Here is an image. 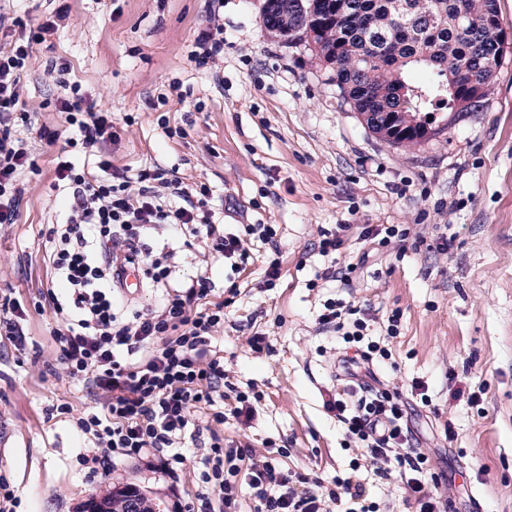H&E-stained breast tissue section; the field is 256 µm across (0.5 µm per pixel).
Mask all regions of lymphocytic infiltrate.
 Listing matches in <instances>:
<instances>
[{
    "label": "lymphocytic infiltrate",
    "instance_id": "lymphocytic-infiltrate-1",
    "mask_svg": "<svg viewBox=\"0 0 512 512\" xmlns=\"http://www.w3.org/2000/svg\"><path fill=\"white\" fill-rule=\"evenodd\" d=\"M68 12L61 7L32 30L22 19L9 22L0 14V29L10 23L20 30L18 38L0 47V224L16 222L23 194L20 178L35 168L27 142L17 133L32 116L23 99L22 75L34 46L44 43ZM223 51L224 18L216 13L199 29L190 57L205 66L216 63ZM69 70L65 62L57 68L63 93L53 104L74 132L54 159L66 218L47 233L49 265L63 291L51 290L47 296L59 322L55 371L81 383L100 402L99 409L77 421L97 449L89 465L104 468L135 456L176 477L184 462L180 441L190 426L200 423L209 434L198 475L205 490L196 494L187 512H238L244 494L253 500L254 512H330L331 506L361 499L363 488L351 479L336 480L327 489L320 481L284 470L276 455L259 460L249 445L224 438L219 427L226 417L246 423L253 416L243 391L236 392L234 407H225L224 356L211 345L224 328V310L237 289L229 287L228 298L214 302L209 277L173 284L168 251L148 242L161 228L174 237L191 231L205 239L212 260L229 262L237 274L249 260L245 241L274 244L275 229L245 224L238 232L224 233L214 220L208 185H186L158 166L131 176L113 165L103 152L119 138L112 115L81 84L68 81ZM79 153L94 158V165L78 167ZM131 255L141 266L144 286L161 295L156 307L128 315V301L112 273L121 257ZM317 321L339 331L363 361L380 366L389 360L387 350L365 341L366 321L356 308L328 301ZM351 393L354 402L333 395L324 406L347 436L362 445L366 464L383 476L388 463L397 462L410 473L407 487L415 512H449L450 501L435 494L427 481L428 458L414 443L398 396L360 383Z\"/></svg>",
    "mask_w": 512,
    "mask_h": 512
}]
</instances>
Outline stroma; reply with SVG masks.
I'll return each instance as SVG.
<instances>
[{
    "label": "stroma",
    "mask_w": 512,
    "mask_h": 512,
    "mask_svg": "<svg viewBox=\"0 0 512 512\" xmlns=\"http://www.w3.org/2000/svg\"><path fill=\"white\" fill-rule=\"evenodd\" d=\"M64 4L68 20L35 46L23 76L39 124L64 125L47 103L63 93L54 64L68 60L69 81L126 122L112 147L116 166L158 164L184 183H207L226 231H277L282 277L272 288L260 285L271 255L260 242L234 275L205 265L201 241L152 237L173 248L176 279L208 272L217 298L229 280L240 287L212 344L231 383L254 395V416L246 425L228 419L225 436L260 454L287 448L292 470L328 488L352 478L379 512H407L403 469L386 479L353 470L362 451L324 407L344 385L343 351L318 314L329 299L366 308L368 339L391 353L376 385L399 393L452 512H512V51L475 110L449 113L445 133L407 149L342 104L306 47H284L265 31L262 0H18L16 8L33 24ZM214 9L224 16V60L200 67L188 52ZM21 134L38 171L24 176L17 222L0 224V300L20 301L28 343L20 352L0 335V476L20 499L17 512H82L92 497L128 484L173 512V502L197 492L199 441L186 439L176 483L137 458L96 476L81 462L94 447L76 421L94 402L50 370L55 322L41 296L51 286L46 231L62 221L63 198L53 148L34 129ZM339 224L350 225L347 240L335 257L321 256L320 230ZM376 224L405 231L406 241L383 248L364 239L362 229ZM441 225L452 238L444 253L436 249ZM351 263L349 283L325 278ZM255 330L268 333L269 350L247 346ZM415 381L425 394L412 391ZM64 403L72 413H59Z\"/></svg>",
    "instance_id": "35a3bbf8"
}]
</instances>
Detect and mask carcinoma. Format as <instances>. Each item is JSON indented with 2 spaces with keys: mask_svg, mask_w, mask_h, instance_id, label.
Wrapping results in <instances>:
<instances>
[{
  "mask_svg": "<svg viewBox=\"0 0 512 512\" xmlns=\"http://www.w3.org/2000/svg\"><path fill=\"white\" fill-rule=\"evenodd\" d=\"M301 1L309 2L266 0L260 14L266 32L287 46L306 43ZM335 2L321 0L322 34L313 58L359 115L387 107L400 113L401 128L384 137L388 143H423L417 120L436 135L447 130L445 113L457 111L468 80L479 83L482 100L492 91L495 75L488 64L499 46L486 22L499 15L498 0H405L401 17L393 16L394 0H347L342 16L331 11ZM452 77L459 78L454 93L448 91Z\"/></svg>",
  "mask_w": 512,
  "mask_h": 512,
  "instance_id": "cac0c4a2",
  "label": "carcinoma"
}]
</instances>
